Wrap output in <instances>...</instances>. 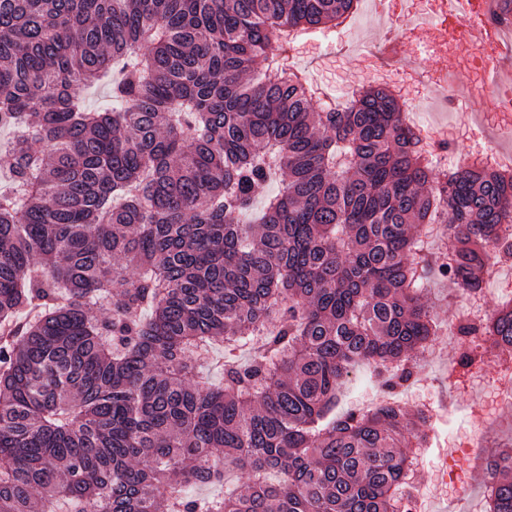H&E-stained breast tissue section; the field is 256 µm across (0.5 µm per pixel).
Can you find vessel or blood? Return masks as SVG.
Returning a JSON list of instances; mask_svg holds the SVG:
<instances>
[{
  "instance_id": "b4317fda",
  "label": "vessel or blood",
  "mask_w": 512,
  "mask_h": 512,
  "mask_svg": "<svg viewBox=\"0 0 512 512\" xmlns=\"http://www.w3.org/2000/svg\"><path fill=\"white\" fill-rule=\"evenodd\" d=\"M410 35L432 47L445 75L459 76L475 58L487 60V80L503 96L512 95V12L504 0H449L434 23L414 26Z\"/></svg>"
}]
</instances>
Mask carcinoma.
<instances>
[{"label": "carcinoma", "instance_id": "cac0c4a2", "mask_svg": "<svg viewBox=\"0 0 512 512\" xmlns=\"http://www.w3.org/2000/svg\"><path fill=\"white\" fill-rule=\"evenodd\" d=\"M359 5L0 0V325L22 319L0 346V512H397L408 411L332 417L337 386L359 363L388 392L413 376L434 327L410 229L446 225L451 282L481 287L512 171L435 178L380 85L317 103L284 45ZM459 333L512 352V307ZM247 344L222 385L199 372ZM482 470L512 512V442Z\"/></svg>", "mask_w": 512, "mask_h": 512}]
</instances>
